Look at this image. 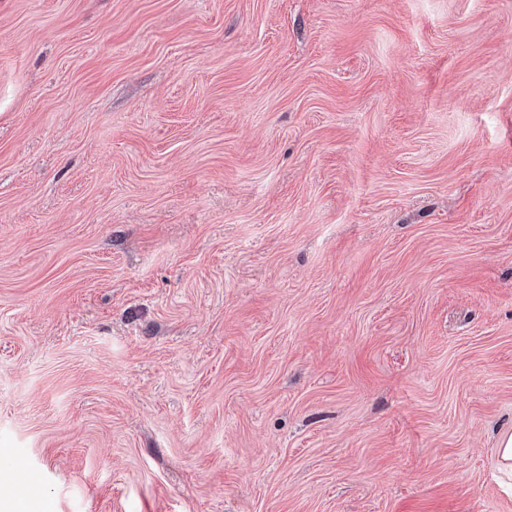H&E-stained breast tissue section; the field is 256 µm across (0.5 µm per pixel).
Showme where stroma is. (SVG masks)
<instances>
[{"label":"stroma","instance_id":"35a3bbf8","mask_svg":"<svg viewBox=\"0 0 512 512\" xmlns=\"http://www.w3.org/2000/svg\"><path fill=\"white\" fill-rule=\"evenodd\" d=\"M512 0H0V512H512Z\"/></svg>","mask_w":512,"mask_h":512}]
</instances>
